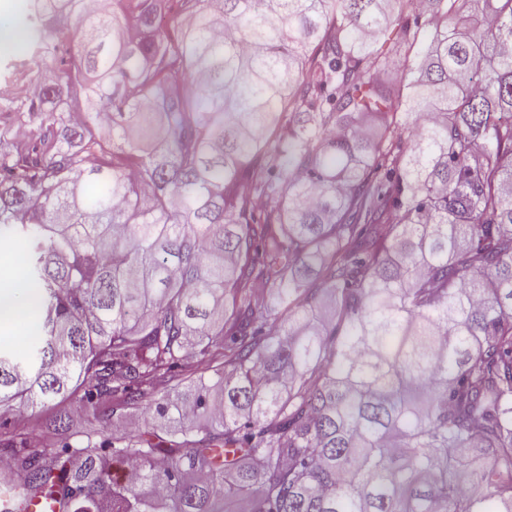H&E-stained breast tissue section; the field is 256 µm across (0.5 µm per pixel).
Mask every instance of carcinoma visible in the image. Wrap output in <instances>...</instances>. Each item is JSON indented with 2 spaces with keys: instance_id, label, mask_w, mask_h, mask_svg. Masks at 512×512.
Segmentation results:
<instances>
[{
  "instance_id": "cac0c4a2",
  "label": "carcinoma",
  "mask_w": 512,
  "mask_h": 512,
  "mask_svg": "<svg viewBox=\"0 0 512 512\" xmlns=\"http://www.w3.org/2000/svg\"><path fill=\"white\" fill-rule=\"evenodd\" d=\"M466 2L29 0L60 56L0 128L41 313L0 405L91 420L0 431L5 512H512V0ZM421 9V62L378 54ZM64 409L69 410L71 414L70 433L81 431L88 417L77 404H70L68 402L49 407L34 405L28 409L23 418L17 414L14 407L10 410L0 408V421L2 423L5 422L9 429L14 427L25 429L29 439L34 436L41 442L50 443L52 435L49 434L47 425ZM120 415H123V417H120ZM131 420H135L139 426L138 430L147 432V431H153L152 424L149 420H147L146 416L138 409H125L124 411H121V413H117L116 415L112 416V431H115L116 429H126L128 430V422ZM110 420H102L100 423L101 427L103 429V435L105 437H108L111 435V427H109Z\"/></svg>"
}]
</instances>
